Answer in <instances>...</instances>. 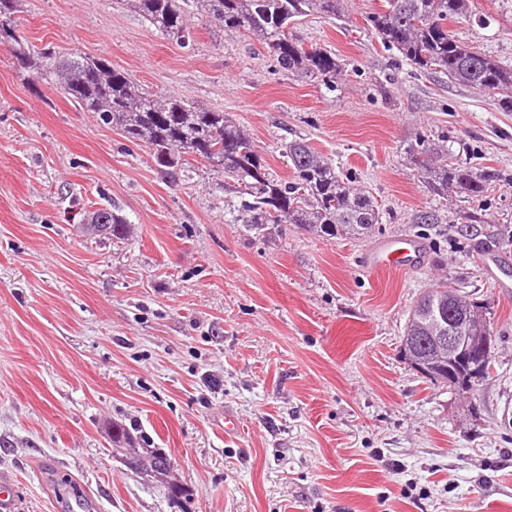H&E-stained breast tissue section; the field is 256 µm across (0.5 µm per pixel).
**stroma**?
I'll list each match as a JSON object with an SVG mask.
<instances>
[{"mask_svg": "<svg viewBox=\"0 0 512 512\" xmlns=\"http://www.w3.org/2000/svg\"><path fill=\"white\" fill-rule=\"evenodd\" d=\"M377 6L291 28L344 66L314 79L194 0L183 45L128 0H19L30 46L228 113L278 177L306 139L382 222L363 239L243 235L221 176L197 161L162 173L0 47V474L17 512H81L80 498L94 512H512V296L477 257L512 254V112L415 70L368 23ZM448 28L512 66V0H471ZM422 141L492 172L488 193L435 195L410 160ZM100 206L127 239L89 229ZM423 211L437 223H416ZM408 236L417 261L372 266ZM444 282L485 304L495 335L492 375L465 397L400 353L414 303ZM116 422L171 458L170 478L113 456Z\"/></svg>", "mask_w": 512, "mask_h": 512, "instance_id": "obj_1", "label": "stroma"}]
</instances>
